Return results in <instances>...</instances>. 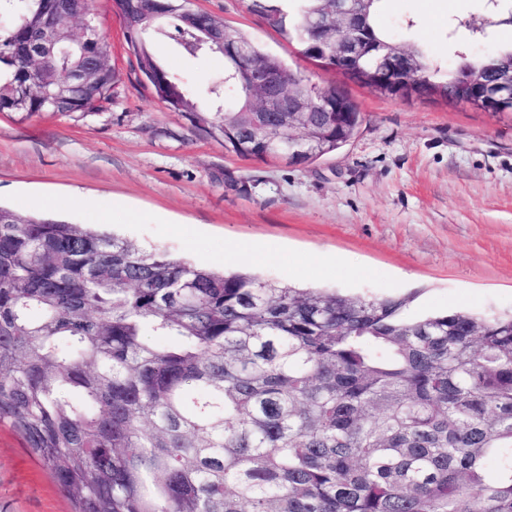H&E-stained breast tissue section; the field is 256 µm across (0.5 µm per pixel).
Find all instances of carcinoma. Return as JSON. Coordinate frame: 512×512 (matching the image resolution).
Returning a JSON list of instances; mask_svg holds the SVG:
<instances>
[{
	"label": "carcinoma",
	"mask_w": 512,
	"mask_h": 512,
	"mask_svg": "<svg viewBox=\"0 0 512 512\" xmlns=\"http://www.w3.org/2000/svg\"><path fill=\"white\" fill-rule=\"evenodd\" d=\"M137 68L154 96L191 117L196 99L164 70L146 37L169 35L192 57L221 53L197 35L217 20L156 0H118ZM384 0H368L373 51L404 45L420 63L416 95L460 102L468 73L512 44L463 57L443 82L423 49L378 30ZM87 0H0V112H96L121 81L97 61L104 42L79 47L73 19ZM299 0H250L269 27L323 62ZM63 27L64 50L34 62L39 31ZM249 61L299 73L237 28ZM91 84L60 94L66 73ZM340 100L310 157L332 153L363 121ZM222 121L208 133L235 155L265 161L288 145L276 131L239 139L234 115L248 90L231 79ZM407 298H362L296 288L243 272L217 273L105 232L0 207V422L8 423L71 501L73 512H512V314L446 312L409 318Z\"/></svg>",
	"instance_id": "cac0c4a2"
}]
</instances>
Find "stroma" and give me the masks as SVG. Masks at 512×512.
Segmentation results:
<instances>
[{
	"label": "stroma",
	"mask_w": 512,
	"mask_h": 512,
	"mask_svg": "<svg viewBox=\"0 0 512 512\" xmlns=\"http://www.w3.org/2000/svg\"><path fill=\"white\" fill-rule=\"evenodd\" d=\"M279 56L318 88L348 92L365 120L350 142L312 164L244 160L204 127L218 120L209 90L223 56L192 58L153 40L162 67L199 100L200 120L173 112L137 75L112 0L94 23L122 74L97 112L0 113V205L97 224L147 248L215 271L345 294L405 297L407 313L512 311V112L441 98L382 96L305 58L246 0H189ZM477 16L487 55L512 42L484 0H384L378 27L422 44L436 80L460 59L448 36ZM0 512H72L71 502L0 424Z\"/></svg>",
	"instance_id": "1"
}]
</instances>
